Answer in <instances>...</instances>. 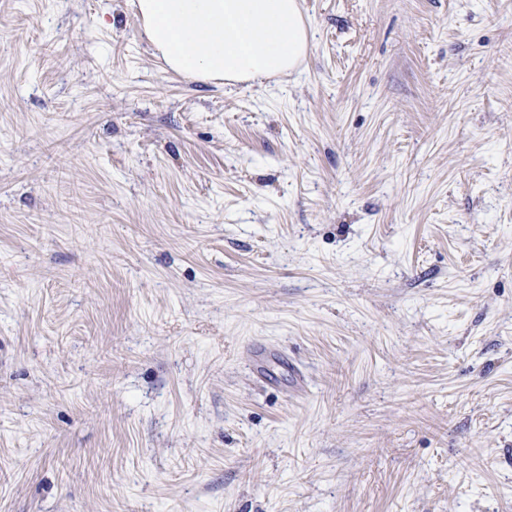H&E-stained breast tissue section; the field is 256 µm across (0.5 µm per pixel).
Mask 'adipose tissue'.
I'll return each instance as SVG.
<instances>
[{
	"instance_id": "obj_1",
	"label": "adipose tissue",
	"mask_w": 512,
	"mask_h": 512,
	"mask_svg": "<svg viewBox=\"0 0 512 512\" xmlns=\"http://www.w3.org/2000/svg\"><path fill=\"white\" fill-rule=\"evenodd\" d=\"M167 68L200 82L255 84L294 71L309 47L300 0H137Z\"/></svg>"
}]
</instances>
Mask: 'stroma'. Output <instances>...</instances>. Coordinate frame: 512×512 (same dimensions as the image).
<instances>
[{
	"mask_svg": "<svg viewBox=\"0 0 512 512\" xmlns=\"http://www.w3.org/2000/svg\"><path fill=\"white\" fill-rule=\"evenodd\" d=\"M302 11L0 0V512H512V0ZM143 35L167 68L200 82L261 83L309 47L300 0H137Z\"/></svg>",
	"mask_w": 512,
	"mask_h": 512,
	"instance_id": "35a3bbf8",
	"label": "stroma"
}]
</instances>
